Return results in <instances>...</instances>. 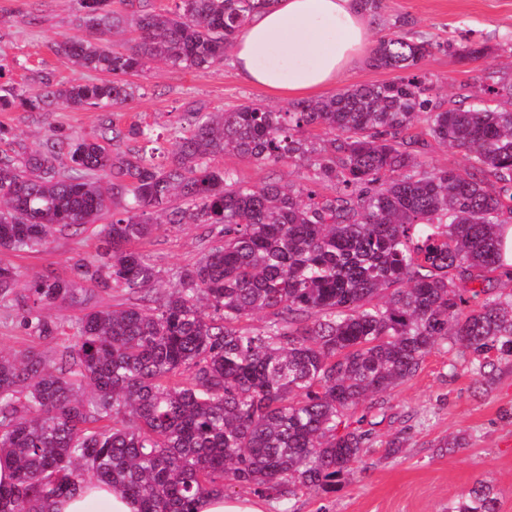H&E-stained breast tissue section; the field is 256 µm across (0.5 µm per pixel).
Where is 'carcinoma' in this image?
I'll list each match as a JSON object with an SVG mask.
<instances>
[{
	"label": "carcinoma",
	"instance_id": "1",
	"mask_svg": "<svg viewBox=\"0 0 512 512\" xmlns=\"http://www.w3.org/2000/svg\"><path fill=\"white\" fill-rule=\"evenodd\" d=\"M74 2L86 35L52 50L109 79L1 83L0 111L119 112L140 89L127 76L152 63L213 68L272 0H175L167 12L124 0L140 35L122 44L109 39L125 23L112 0ZM407 25L397 18L369 56L395 80L286 110L188 102L162 164L158 139L135 124L54 134L30 152L0 126V250L40 248L75 226L100 241L72 278L28 276L20 297V273L0 265V304L45 340L64 334L45 307L86 283L136 297L83 313L52 360L34 347L0 353V457L16 465L0 512H49L90 474L140 512H195L201 495L233 486L293 512L298 493L342 487L386 420L377 396L435 347L457 351L451 376L485 383L512 361V289L493 286L512 283L501 234L512 224V110L498 104L512 84L491 74L473 104L433 106L425 57L452 49L469 62L489 47L416 42ZM123 138L134 148L112 151ZM430 139L475 165L430 166ZM217 154L298 165L306 181L250 186L212 166ZM164 224L207 225L217 242L151 306L159 271L135 245ZM259 314L263 325H246ZM448 512H498L497 498L479 481Z\"/></svg>",
	"mask_w": 512,
	"mask_h": 512
}]
</instances>
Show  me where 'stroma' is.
I'll return each mask as SVG.
<instances>
[{
  "instance_id": "stroma-1",
  "label": "stroma",
  "mask_w": 512,
  "mask_h": 512,
  "mask_svg": "<svg viewBox=\"0 0 512 512\" xmlns=\"http://www.w3.org/2000/svg\"><path fill=\"white\" fill-rule=\"evenodd\" d=\"M403 16L409 20L412 39L475 41L491 48L487 56L466 64L450 51L427 56L422 69L435 101L476 94L488 68L512 76V0H382L374 37L386 34ZM79 31L73 0H0V76L8 82H29L43 71L60 82L99 80V73L79 71L51 49L61 35ZM135 82L140 90L119 112V123L141 124L165 136L191 101L211 109L251 102L276 109L289 106L266 89L244 82L229 56L204 72L155 67ZM102 119L97 109L62 105L47 112H0V125L31 150L55 133L90 134ZM212 163L257 187L271 181L299 184L306 175L296 165L264 167L233 155L214 157ZM205 244L199 224L165 225L141 243V251L161 272L157 292H166L171 270L193 263ZM96 249L91 230H69L55 234L36 252H0V264L28 275L67 279L73 257L93 255ZM123 300L121 292L107 295L89 287L80 290L75 301L50 305L48 313L68 329L82 313ZM32 345L51 358L62 341L33 342L20 328L17 310L0 307V351L14 353ZM457 360L449 345L438 346L416 376L384 393L390 419L377 428L380 445L355 463L336 493L298 494L292 501L295 512H448L449 504L479 481L492 486L498 512H512V362L501 365L492 383L481 385L469 373L452 374L450 366ZM400 432L406 437L403 448L386 455L384 441ZM457 436L465 438V446L448 451V440Z\"/></svg>"
}]
</instances>
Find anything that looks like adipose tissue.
<instances>
[{
	"label": "adipose tissue",
	"instance_id": "1",
	"mask_svg": "<svg viewBox=\"0 0 512 512\" xmlns=\"http://www.w3.org/2000/svg\"><path fill=\"white\" fill-rule=\"evenodd\" d=\"M373 14L360 0H274L237 35L241 78L288 98L343 81L366 48ZM53 512H139L138 502L96 477L57 499Z\"/></svg>",
	"mask_w": 512,
	"mask_h": 512
}]
</instances>
